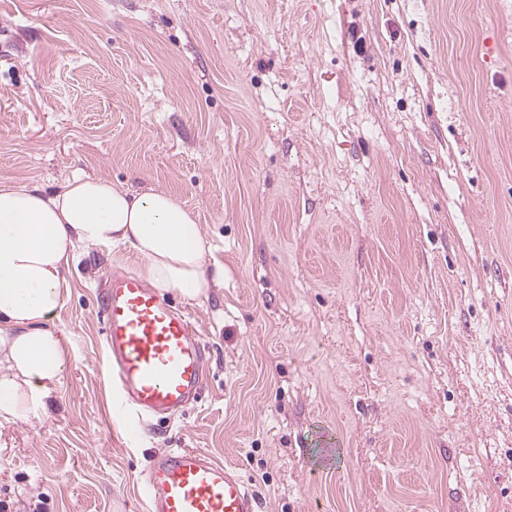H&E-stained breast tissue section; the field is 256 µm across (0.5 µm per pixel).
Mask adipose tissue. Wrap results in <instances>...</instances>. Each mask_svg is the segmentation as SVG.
Wrapping results in <instances>:
<instances>
[{
	"label": "adipose tissue",
	"instance_id": "1",
	"mask_svg": "<svg viewBox=\"0 0 512 512\" xmlns=\"http://www.w3.org/2000/svg\"><path fill=\"white\" fill-rule=\"evenodd\" d=\"M131 247L138 274L164 293L207 297L224 268L174 194H136L106 178L78 176L57 191L0 187V421L47 412L68 355L53 319L64 302L63 269L75 246Z\"/></svg>",
	"mask_w": 512,
	"mask_h": 512
}]
</instances>
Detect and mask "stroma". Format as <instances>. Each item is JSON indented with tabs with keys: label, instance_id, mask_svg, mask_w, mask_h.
I'll return each instance as SVG.
<instances>
[{
	"label": "stroma",
	"instance_id": "1",
	"mask_svg": "<svg viewBox=\"0 0 512 512\" xmlns=\"http://www.w3.org/2000/svg\"><path fill=\"white\" fill-rule=\"evenodd\" d=\"M76 175L194 212L208 380L129 435L98 295L138 260L77 250L0 512H147L166 448L266 512H512V0H0V186Z\"/></svg>",
	"mask_w": 512,
	"mask_h": 512
}]
</instances>
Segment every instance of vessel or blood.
<instances>
[{
	"mask_svg": "<svg viewBox=\"0 0 512 512\" xmlns=\"http://www.w3.org/2000/svg\"><path fill=\"white\" fill-rule=\"evenodd\" d=\"M101 305L104 344L121 388L117 412L182 413L197 399L208 363L190 315L131 274L113 277ZM139 492L149 512H262L229 466L194 448L155 454Z\"/></svg>",
	"mask_w": 512,
	"mask_h": 512,
	"instance_id": "b4317fda",
	"label": "vessel or blood"
}]
</instances>
